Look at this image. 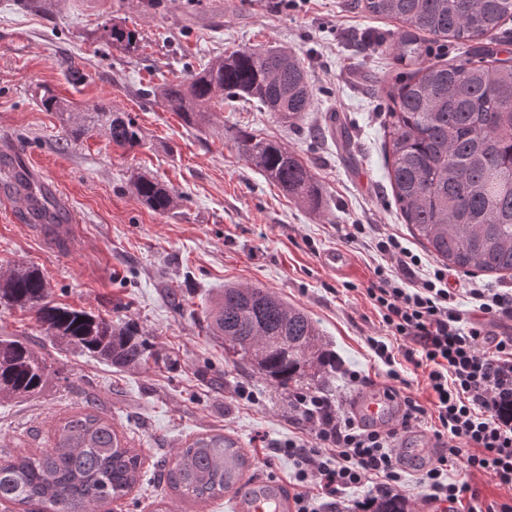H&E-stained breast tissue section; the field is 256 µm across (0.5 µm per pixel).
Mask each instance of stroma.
Masks as SVG:
<instances>
[{"instance_id":"stroma-1","label":"stroma","mask_w":512,"mask_h":512,"mask_svg":"<svg viewBox=\"0 0 512 512\" xmlns=\"http://www.w3.org/2000/svg\"><path fill=\"white\" fill-rule=\"evenodd\" d=\"M107 21L135 29L137 51L96 40ZM374 31L398 36L395 22L355 0H294L285 11L277 0H0V142L57 184L76 227L64 243L35 232L20 200H4L11 172L0 159V275L19 263L36 267L53 303L134 321L174 361L121 371L56 342L32 313L0 305V335L26 337L51 367L38 395H0V454L52 447L60 425L91 399L142 462L112 512H234L222 497L186 499L162 476L176 449L202 435L234 440L252 462L246 477L286 486L294 462L271 446L299 435L287 394L225 354L206 327V308L228 284L274 291L317 322L340 366L325 391L342 408L364 389L384 390L387 368L368 345L384 329L366 296L380 256L368 241L348 242L347 227L378 225L424 268L437 261L392 196L383 88L403 68L394 51L364 50ZM244 46H277L304 61L314 103L300 127L241 99L214 100L208 120L188 127L149 96ZM44 87L79 112L107 103L129 113L142 147L125 151L101 133L66 139L57 113L37 100ZM239 131L279 141L307 162L320 208L288 198L251 166L234 144ZM138 173L172 187L178 208L161 216L142 204L129 184ZM336 249L350 259L342 274L323 263Z\"/></svg>"}]
</instances>
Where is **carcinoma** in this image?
<instances>
[{
    "label": "carcinoma",
    "mask_w": 512,
    "mask_h": 512,
    "mask_svg": "<svg viewBox=\"0 0 512 512\" xmlns=\"http://www.w3.org/2000/svg\"><path fill=\"white\" fill-rule=\"evenodd\" d=\"M364 12L400 25L394 50L414 70L387 92L389 181L404 223L444 265L500 278L512 274V58L491 48L509 39L512 0H361ZM99 40L122 52L136 49L133 30L113 22ZM468 46L466 57L447 63L432 45ZM147 95L177 113L188 126L206 118L218 97L257 103L281 122L297 126L311 110L307 72L292 53L274 47L241 48L218 57L180 81ZM40 105L59 115L65 136L98 129L109 141L133 151L140 131L125 112L98 104L83 123L53 91ZM244 158L284 192L316 210L321 192L310 167L282 144L246 131L235 136ZM136 196L165 215L178 205L163 183L133 180ZM0 303L34 314L45 332L116 368H139L161 355L130 322L60 306L34 267L17 266L0 279ZM208 328L236 357L291 394L305 382L325 383L336 372V355L324 349L322 333L303 311L274 292L226 285ZM44 356L20 336H0V393L30 397L47 381ZM248 459L222 434L197 437L167 462V485L207 501L224 496L242 479ZM141 459L112 425L94 412L67 420L54 446L37 456H0V502L25 512H98L125 497L138 480ZM372 512H406L403 500L378 498Z\"/></svg>",
    "instance_id": "1"
}]
</instances>
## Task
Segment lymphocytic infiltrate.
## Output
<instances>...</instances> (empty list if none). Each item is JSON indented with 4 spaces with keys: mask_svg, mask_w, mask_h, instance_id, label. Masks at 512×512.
Wrapping results in <instances>:
<instances>
[{
    "mask_svg": "<svg viewBox=\"0 0 512 512\" xmlns=\"http://www.w3.org/2000/svg\"><path fill=\"white\" fill-rule=\"evenodd\" d=\"M376 266L366 290L378 310L387 340L369 338L391 382L384 394L395 401L393 425L359 423L326 393L297 392L291 402L301 430L286 452L296 462L292 483L294 512H347L345 493L361 485L372 496L401 497L402 463L397 447L403 435L434 415L439 449L418 484L425 502L437 512H512V504H483L472 485L476 474L491 476L512 491V336L487 331L488 322L512 318V292L468 281L467 293L480 315L465 321L448 286L446 269L424 270L419 255L392 234L378 236ZM427 374L430 405L399 395L398 359ZM326 498L317 504L311 490Z\"/></svg>",
    "mask_w": 512,
    "mask_h": 512,
    "instance_id": "f902f5d3",
    "label": "lymphocytic infiltrate"
}]
</instances>
